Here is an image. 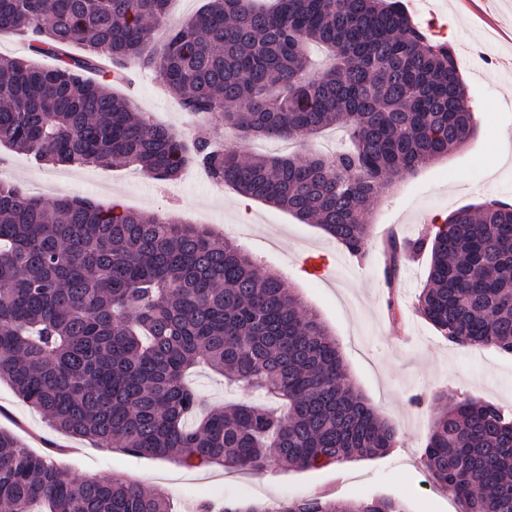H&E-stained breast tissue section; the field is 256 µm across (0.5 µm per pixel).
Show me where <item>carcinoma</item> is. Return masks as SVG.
I'll return each instance as SVG.
<instances>
[{"label": "carcinoma", "mask_w": 512, "mask_h": 512, "mask_svg": "<svg viewBox=\"0 0 512 512\" xmlns=\"http://www.w3.org/2000/svg\"><path fill=\"white\" fill-rule=\"evenodd\" d=\"M170 0H0V34L53 56H0V143L39 165H130L159 182L204 169L217 185L316 224L362 257L366 216L393 183L464 145L474 111L452 49L402 0H207L162 42ZM112 62L111 82L87 76ZM147 70L184 111L242 141L341 125L331 155H245L151 124L112 90ZM416 310L449 343L512 354V204L454 211L432 238ZM206 364L282 409L201 405L185 383ZM0 381L59 432L98 448L262 474L388 453L396 427L349 382L336 340L275 273L200 224L51 199L0 181ZM423 465L460 512H512V413L465 396L433 418ZM0 505L9 512H171L160 488L76 479L0 429ZM223 512H407L392 497L240 498Z\"/></svg>", "instance_id": "carcinoma-1"}]
</instances>
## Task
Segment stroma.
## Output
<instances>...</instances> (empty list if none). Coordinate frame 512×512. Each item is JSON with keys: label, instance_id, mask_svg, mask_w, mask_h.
Returning a JSON list of instances; mask_svg holds the SVG:
<instances>
[{"label": "stroma", "instance_id": "stroma-1", "mask_svg": "<svg viewBox=\"0 0 512 512\" xmlns=\"http://www.w3.org/2000/svg\"><path fill=\"white\" fill-rule=\"evenodd\" d=\"M433 39L452 22L447 38L465 60L460 73L477 111V133L461 148L408 176L384 194L369 216L372 235L363 260L351 258L317 225L304 224L273 205L241 204L235 190L212 183L199 167L185 170L166 186L131 167L39 165L27 155L0 146V156L24 189L42 184V196L66 190L111 204L120 198L127 210L161 212L189 224L207 226L220 238L235 240L262 268L276 272L286 285L317 311L334 336L349 379L379 415L394 424L401 444L388 454L319 469L277 466L262 475L245 470L191 468L171 460L107 451L53 429L0 382V428L29 448L51 454L70 476H111L146 488L166 489L176 512H197L207 502L236 495L275 502L287 490L322 492L340 500L398 497L408 512H457L458 506L436 489L422 462L432 417L461 397L471 396L512 409V354L494 348L448 344L414 309L430 263L421 254L405 261L395 287L386 285L383 239L432 236L436 218L465 206L496 199L512 204V0H483L494 29L477 35L476 24L458 0H405ZM130 96L150 121L175 129L192 120L180 103L148 71ZM502 143V152L493 144ZM328 260L329 273L316 277L303 268L306 256ZM397 314H390L388 297ZM189 382L213 408L253 399L243 386L228 388L221 375L194 370Z\"/></svg>", "mask_w": 512, "mask_h": 512}]
</instances>
